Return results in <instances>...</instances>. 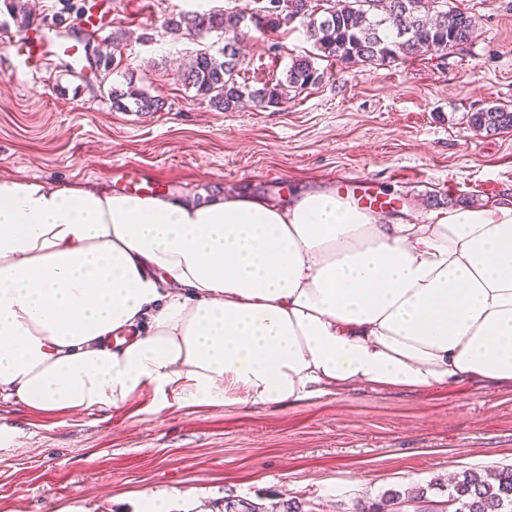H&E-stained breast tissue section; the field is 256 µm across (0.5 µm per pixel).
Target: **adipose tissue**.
<instances>
[{"label":"adipose tissue","instance_id":"obj_1","mask_svg":"<svg viewBox=\"0 0 512 512\" xmlns=\"http://www.w3.org/2000/svg\"><path fill=\"white\" fill-rule=\"evenodd\" d=\"M512 385V199L426 224L0 177V401L278 406L355 383Z\"/></svg>","mask_w":512,"mask_h":512}]
</instances>
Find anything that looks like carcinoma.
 Wrapping results in <instances>:
<instances>
[{"instance_id":"1","label":"carcinoma","mask_w":512,"mask_h":512,"mask_svg":"<svg viewBox=\"0 0 512 512\" xmlns=\"http://www.w3.org/2000/svg\"><path fill=\"white\" fill-rule=\"evenodd\" d=\"M306 23L307 39L314 53L292 60L283 77L252 89L237 80L242 65L239 43L254 29L278 32L294 22ZM174 34L193 38L212 33L224 36L220 56L199 50L181 73L184 84L195 95L208 99L216 108L229 111L247 100L266 108L286 102V92L303 90L321 82L323 73L315 61L327 58L342 64H375L428 53H445L471 38L475 23L466 12L448 6V0H263L258 11L226 8L191 11L165 20ZM121 108L130 98L137 111L158 112L164 102L133 87L111 92ZM478 131L499 133L512 129V111L492 106L470 117ZM447 501L453 512H512V468L498 470L494 477L484 472L465 471L447 486ZM424 488L388 490L363 512H401L411 502H426ZM224 512H312L300 500L276 502L271 507L243 500L227 501Z\"/></svg>"}]
</instances>
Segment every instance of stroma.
<instances>
[{"label": "stroma", "mask_w": 512, "mask_h": 512, "mask_svg": "<svg viewBox=\"0 0 512 512\" xmlns=\"http://www.w3.org/2000/svg\"><path fill=\"white\" fill-rule=\"evenodd\" d=\"M113 35L77 24L80 0H0V174L114 191V168L158 182L167 197L246 191L279 205L365 176L387 217L427 221L457 204L512 197V131L470 124L490 106L512 109V0H448L475 20L447 54L381 65L320 60L322 81L287 103L212 107L179 73L203 39L164 18L189 0H113ZM47 28L53 57L40 78L15 73L7 48L24 24ZM242 43L240 80L281 77L312 49L302 25ZM109 69H72L59 44ZM134 87L164 102L138 114L112 103ZM512 466V385L460 382L425 391L353 384L281 406L159 402L151 395L82 413L0 401V512H141L140 495L171 493L170 512H224L230 500L299 498L314 512H351L390 489L427 486L449 469Z\"/></svg>", "instance_id": "1"}]
</instances>
